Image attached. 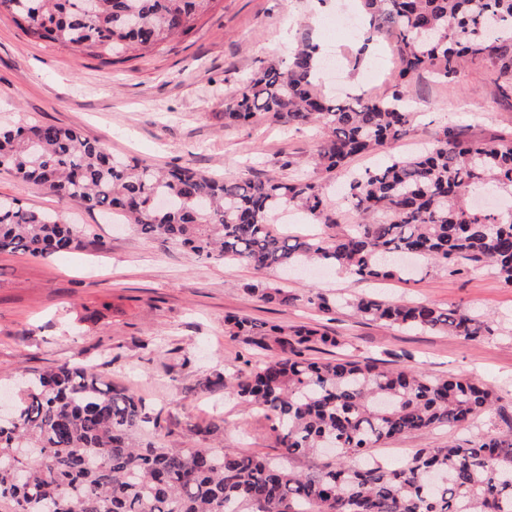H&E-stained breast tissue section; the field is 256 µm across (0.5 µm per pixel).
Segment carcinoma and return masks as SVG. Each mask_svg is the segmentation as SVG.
<instances>
[{"instance_id": "carcinoma-1", "label": "carcinoma", "mask_w": 512, "mask_h": 512, "mask_svg": "<svg viewBox=\"0 0 512 512\" xmlns=\"http://www.w3.org/2000/svg\"><path fill=\"white\" fill-rule=\"evenodd\" d=\"M213 0H0L29 36L115 63L189 33ZM356 40L387 31L400 67L391 96L362 91L327 97L314 88L318 47L304 44L288 63L258 69L227 98L224 124L267 118L294 129L331 132L317 165L345 178L327 185L294 174L225 180L190 167L159 169L112 155L97 140L51 124L0 125V170L43 185L101 213L129 217L146 239L163 238L203 261L257 270L307 263L338 267L354 281L396 276L408 257L450 272L490 266L512 286V210L472 211L469 194L512 191V145L463 141L446 127L428 149L389 155L364 169L351 160L403 137L412 119L414 74L454 76L462 63L491 64L497 85L512 89V0H360ZM356 220L338 227L339 207ZM298 213L332 232L294 236L274 220ZM77 245L68 224L15 199L0 198V252L32 257ZM266 303L299 297L283 288L246 285ZM307 302L325 314L343 307L387 326L448 333L465 341L494 335L487 317L425 302L318 292ZM225 333L270 352L234 385L220 371L212 386L232 389L273 422L280 460L218 444L170 448L161 437L137 441L152 423L142 401L103 380L93 366L64 365L12 384L16 406L0 417V512H512V428L465 444L422 448L395 466L372 455L387 440L433 426L456 430L490 414L500 400L480 380L434 377L413 368L382 369L369 359L314 360L306 352L340 341L311 326L289 329L229 317ZM321 448L333 463L304 473L297 456Z\"/></svg>"}]
</instances>
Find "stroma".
<instances>
[{"instance_id":"stroma-1","label":"stroma","mask_w":512,"mask_h":512,"mask_svg":"<svg viewBox=\"0 0 512 512\" xmlns=\"http://www.w3.org/2000/svg\"><path fill=\"white\" fill-rule=\"evenodd\" d=\"M358 10V0H213L189 34L163 51L115 66L32 40L2 12L0 125L68 126L113 154L159 166L186 165L228 180L275 173V161L288 153L305 177L319 181L324 174L315 159L327 129L295 130L269 119L247 129L228 127L225 101L241 78L281 64L289 49L304 41L334 47L344 62L345 84L361 85L372 75L374 97L390 95L399 56L387 34H379L359 58L356 42L328 25L330 16ZM410 96L414 116L407 136L390 145L392 154H413L434 143L447 126L491 145L512 140V95L499 92L485 63L465 62L445 81L422 71ZM0 198L55 213L80 240L62 256L0 253V378L93 364L158 416L166 444L198 447L201 441L189 433V425L220 422L226 447L275 459L280 450L271 421L223 388L205 386L215 371L232 377L265 356L244 338L225 335L224 318L235 315L282 327L310 325L346 340L342 349L318 347L319 359H373L387 368L477 378L499 391L491 416L454 432L435 428L389 440L376 451L385 462L512 427V286L491 268L453 274L423 264L380 283L358 282L332 268L259 271L198 260L183 247L143 238L119 218L5 171H0ZM257 282L288 289L298 300L288 307L264 303L244 290ZM312 289L468 309L492 320L496 333L467 342L386 327L348 308L326 315L306 302Z\"/></svg>"}]
</instances>
